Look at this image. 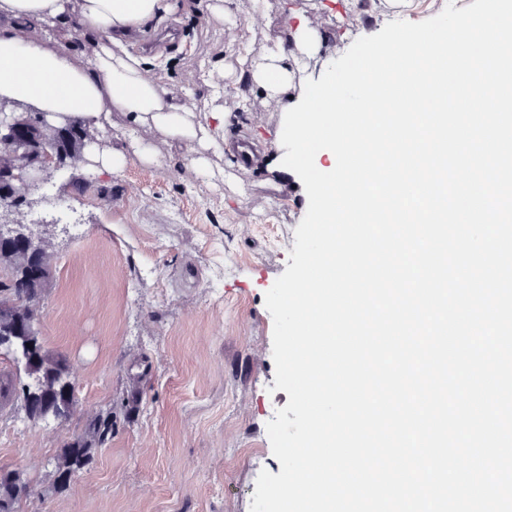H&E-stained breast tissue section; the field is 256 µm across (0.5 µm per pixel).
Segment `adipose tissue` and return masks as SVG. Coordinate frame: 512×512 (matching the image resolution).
Here are the masks:
<instances>
[{
  "label": "adipose tissue",
  "mask_w": 512,
  "mask_h": 512,
  "mask_svg": "<svg viewBox=\"0 0 512 512\" xmlns=\"http://www.w3.org/2000/svg\"><path fill=\"white\" fill-rule=\"evenodd\" d=\"M178 7V0H0V102L21 103L54 124L70 118L117 130L123 147L88 154L102 176L124 166L130 147L155 161L133 136L139 128L159 132L173 154L206 170L208 152L224 145L228 101L198 112L162 86L143 56L130 50L135 36ZM76 34L89 51L71 50Z\"/></svg>",
  "instance_id": "1"
}]
</instances>
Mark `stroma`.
I'll return each mask as SVG.
<instances>
[{
  "mask_svg": "<svg viewBox=\"0 0 512 512\" xmlns=\"http://www.w3.org/2000/svg\"><path fill=\"white\" fill-rule=\"evenodd\" d=\"M231 0L238 29L209 21L183 0L166 21L169 39L149 31L137 53L187 102L204 104L203 70H232L226 91L240 107L224 127V171L208 192L188 161L145 133L159 162L129 157L108 178L83 161L84 195L55 186L28 195L15 215L54 254L43 298L41 336L76 377L77 409L63 426L29 422L0 408V467L22 470L33 488L22 512H250L261 470L281 471L266 431L289 396L275 390L273 319L265 294L285 271L308 208L296 173H273L282 155L285 97L240 78L243 50L290 46L300 19L324 36L319 61L337 46L380 32L393 20L421 22L446 4L412 0L380 13L379 0ZM263 22L249 27L254 7ZM114 413L112 439L60 495L48 494L59 448L92 417Z\"/></svg>",
  "mask_w": 512,
  "mask_h": 512,
  "instance_id": "1",
  "label": "stroma"
}]
</instances>
